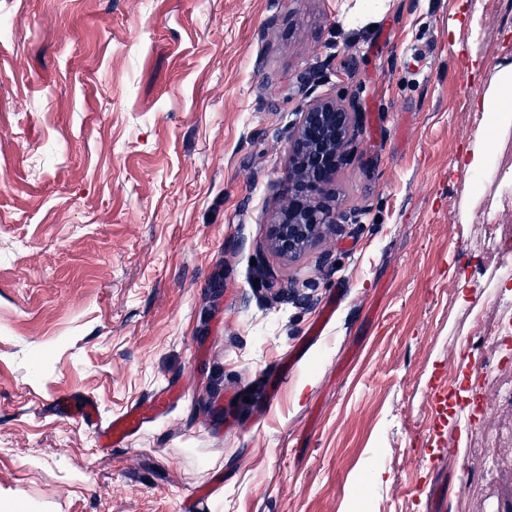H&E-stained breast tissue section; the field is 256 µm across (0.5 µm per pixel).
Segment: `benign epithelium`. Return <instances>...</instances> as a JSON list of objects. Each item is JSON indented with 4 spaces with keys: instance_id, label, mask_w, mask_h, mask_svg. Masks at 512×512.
<instances>
[{
    "instance_id": "benign-epithelium-1",
    "label": "benign epithelium",
    "mask_w": 512,
    "mask_h": 512,
    "mask_svg": "<svg viewBox=\"0 0 512 512\" xmlns=\"http://www.w3.org/2000/svg\"><path fill=\"white\" fill-rule=\"evenodd\" d=\"M355 102L313 99L288 133V207L271 225L270 245L284 258L304 252L325 229L341 223L342 214L321 197L343 161L342 153L356 128Z\"/></svg>"
}]
</instances>
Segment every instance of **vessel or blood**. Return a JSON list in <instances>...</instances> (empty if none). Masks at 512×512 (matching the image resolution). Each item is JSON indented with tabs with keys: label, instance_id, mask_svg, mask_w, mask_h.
<instances>
[{
	"label": "vessel or blood",
	"instance_id": "1",
	"mask_svg": "<svg viewBox=\"0 0 512 512\" xmlns=\"http://www.w3.org/2000/svg\"><path fill=\"white\" fill-rule=\"evenodd\" d=\"M56 406L65 411H73L75 418L94 429L99 441L110 447L125 445L139 434L148 416L147 407L134 405L114 415L108 424L103 425L99 422L98 407L93 400L75 405L69 398L61 396L57 398Z\"/></svg>",
	"mask_w": 512,
	"mask_h": 512
}]
</instances>
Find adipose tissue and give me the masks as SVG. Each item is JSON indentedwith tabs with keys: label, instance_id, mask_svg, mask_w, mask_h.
Wrapping results in <instances>:
<instances>
[{
	"label": "adipose tissue",
	"instance_id": "obj_1",
	"mask_svg": "<svg viewBox=\"0 0 512 512\" xmlns=\"http://www.w3.org/2000/svg\"><path fill=\"white\" fill-rule=\"evenodd\" d=\"M479 104L485 115L482 134L470 140L463 166L476 182L489 179L497 169V158L489 143L512 128V63H500L487 87L480 94Z\"/></svg>",
	"mask_w": 512,
	"mask_h": 512
}]
</instances>
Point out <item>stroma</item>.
<instances>
[{
  "instance_id": "1",
  "label": "stroma",
  "mask_w": 512,
  "mask_h": 512,
  "mask_svg": "<svg viewBox=\"0 0 512 512\" xmlns=\"http://www.w3.org/2000/svg\"><path fill=\"white\" fill-rule=\"evenodd\" d=\"M356 4L0 0V505L512 512V399L474 326L512 296L481 231L512 225V181L476 194L456 165L512 0L353 27ZM316 97L359 106L346 219L289 262L269 226ZM170 386L123 448L54 407L108 420Z\"/></svg>"
}]
</instances>
